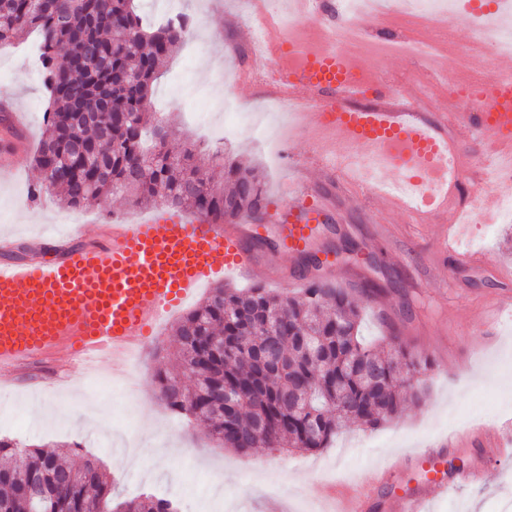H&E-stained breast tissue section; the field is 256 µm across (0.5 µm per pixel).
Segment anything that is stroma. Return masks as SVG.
Here are the masks:
<instances>
[{"label":"stroma","instance_id":"1","mask_svg":"<svg viewBox=\"0 0 512 512\" xmlns=\"http://www.w3.org/2000/svg\"><path fill=\"white\" fill-rule=\"evenodd\" d=\"M151 22L170 7L193 19L179 52L164 66L155 87L154 110L173 119L169 143L195 145L210 152L209 129L195 117L200 102L191 100L206 88L230 97L246 111L264 114L284 139L285 162L272 165L249 136L226 146L224 155L256 168L263 176L268 210L282 204L287 164L309 158L311 134L294 126L288 113L269 109V89L253 79L255 71L274 65L277 54L253 51L252 26L261 14L257 0H136ZM32 33L0 48V103L11 106L24 133L11 163L0 166V237L11 238L12 259L22 249L44 251L46 230L68 215L56 191L31 197L40 181L32 159L39 147L48 106ZM309 182L331 194V246L346 240L364 248L371 264L337 262L332 281L352 289L362 308V333L371 339L401 337L405 346L425 359L421 374L425 393L392 420L371 428L352 423L326 448L258 452L247 455L219 446L198 421L173 418L156 391L155 376L168 366L175 348L176 320L147 336L137 360L134 387L118 388L102 367L91 382L67 357L50 366L33 365L16 385L0 387V436L26 445L80 444L99 458L103 473L120 497L140 494L177 502L180 512H338L341 498L364 489L373 495L366 512H390L394 495L412 489L424 477L413 454L442 440L448 432L471 437L489 422L512 418V396L502 393L512 377V223L486 230L470 227L478 244L460 243L461 253L476 257L447 269L442 264L438 224H418L386 210L363 189L345 190L321 170H310ZM152 212L130 207L125 200L95 201L79 209L73 231L80 238L97 235L102 225L147 220ZM387 227V238L378 230ZM261 257L255 282L279 290L281 281L312 276L305 260L270 254ZM380 290L366 294L367 285ZM454 467L479 465L478 485L437 495L430 512H512V454L488 458L473 446L446 449ZM391 481L373 486L377 472Z\"/></svg>","mask_w":512,"mask_h":512}]
</instances>
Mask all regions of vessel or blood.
I'll return each instance as SVG.
<instances>
[{
  "label": "vessel or blood",
  "mask_w": 512,
  "mask_h": 512,
  "mask_svg": "<svg viewBox=\"0 0 512 512\" xmlns=\"http://www.w3.org/2000/svg\"><path fill=\"white\" fill-rule=\"evenodd\" d=\"M267 84L286 100L302 103L300 120L318 136L311 164L300 167L295 186L282 208L270 215L279 252L294 257L317 249L332 207L306 182L309 167L335 177L336 158L355 166L366 160L401 175L421 177L434 162L449 165L458 142L412 99L397 95L386 79L372 93L380 107L353 112L346 103L358 84L345 74L340 57L328 52L308 57L287 73L270 67ZM498 103L510 111L459 112L453 117L461 133L479 137L489 166L512 159V84L497 85ZM460 177L450 169L437 186L427 213L448 212V196ZM512 197V177L493 179L479 199L487 220H494L503 199ZM258 227L245 218L235 224L187 222L158 211L138 224H115L91 243H74L57 258L0 261V383L36 361L65 354L92 366L121 365L143 348L160 321L193 301L212 275L252 279L258 255L251 246ZM480 467L439 470L412 492L395 498V512H428L435 495L480 481Z\"/></svg>",
  "instance_id": "vessel-or-blood-1"
}]
</instances>
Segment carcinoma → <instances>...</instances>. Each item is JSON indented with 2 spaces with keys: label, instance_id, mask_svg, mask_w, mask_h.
<instances>
[{
  "label": "carcinoma",
  "instance_id": "carcinoma-1",
  "mask_svg": "<svg viewBox=\"0 0 512 512\" xmlns=\"http://www.w3.org/2000/svg\"><path fill=\"white\" fill-rule=\"evenodd\" d=\"M190 29L147 25L134 0H0V45L41 34L50 108L34 165L64 205L120 195L134 207L164 205L212 224L263 215L255 170L227 163L225 186H215L199 153L168 148L169 131L150 111L160 68ZM112 104L128 118L115 112L106 129L83 122ZM75 137L85 151L73 149ZM361 320L352 294L324 277L292 296L216 286L177 324L175 365L159 373L158 394L239 453L325 448L349 422L377 427L423 395L422 360L397 336L387 350L365 342ZM227 386L250 391L228 417ZM65 454L0 438V512H27L23 488L37 477L54 512H102L104 503L108 512H177L166 498H115L94 459L76 444Z\"/></svg>",
  "mask_w": 512,
  "mask_h": 512
}]
</instances>
